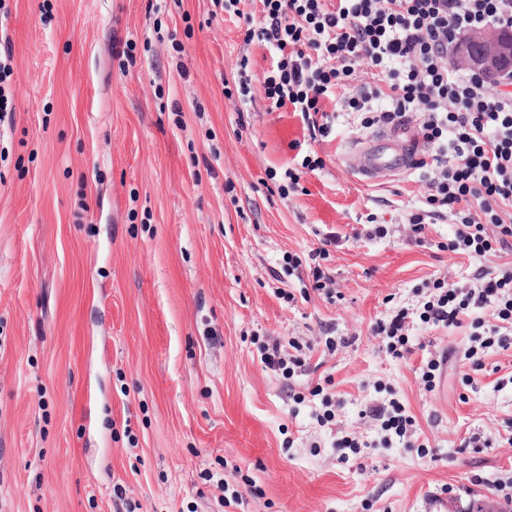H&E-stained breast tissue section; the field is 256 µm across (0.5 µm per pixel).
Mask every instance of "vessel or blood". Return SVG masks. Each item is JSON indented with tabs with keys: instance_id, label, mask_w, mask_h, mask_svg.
I'll use <instances>...</instances> for the list:
<instances>
[{
	"instance_id": "b4317fda",
	"label": "vessel or blood",
	"mask_w": 512,
	"mask_h": 512,
	"mask_svg": "<svg viewBox=\"0 0 512 512\" xmlns=\"http://www.w3.org/2000/svg\"><path fill=\"white\" fill-rule=\"evenodd\" d=\"M363 163L358 174L370 179L410 170L418 159V151L401 131H382L362 146Z\"/></svg>"
}]
</instances>
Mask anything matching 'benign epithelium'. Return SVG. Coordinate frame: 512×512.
<instances>
[{
    "instance_id": "7a95c632",
    "label": "benign epithelium",
    "mask_w": 512,
    "mask_h": 512,
    "mask_svg": "<svg viewBox=\"0 0 512 512\" xmlns=\"http://www.w3.org/2000/svg\"><path fill=\"white\" fill-rule=\"evenodd\" d=\"M453 53L491 82L512 75V32L489 34L482 28H472L459 36Z\"/></svg>"
}]
</instances>
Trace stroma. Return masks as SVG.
Returning a JSON list of instances; mask_svg holds the SVG:
<instances>
[{
  "label": "stroma",
  "instance_id": "obj_1",
  "mask_svg": "<svg viewBox=\"0 0 512 512\" xmlns=\"http://www.w3.org/2000/svg\"><path fill=\"white\" fill-rule=\"evenodd\" d=\"M8 6L0 512H512V327L473 361L494 304L419 319L437 282L477 287L512 248L453 249L448 214L410 224L432 167L365 180L360 114L312 143L292 109L227 95L272 52L212 0ZM306 143L322 165L281 194ZM296 344L292 376L265 363ZM405 319V314L397 315L387 331V336L392 339L388 344V350L397 358H401L404 356V353L410 352V349L407 347L408 340L405 339L402 333Z\"/></svg>",
  "mask_w": 512,
  "mask_h": 512
}]
</instances>
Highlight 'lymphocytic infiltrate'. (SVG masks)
Segmentation results:
<instances>
[{"mask_svg":"<svg viewBox=\"0 0 512 512\" xmlns=\"http://www.w3.org/2000/svg\"><path fill=\"white\" fill-rule=\"evenodd\" d=\"M260 18L244 14L245 37L271 49L274 62L253 87L240 61L237 93L262 90L275 107L300 112L311 137L329 136L335 119L324 100L355 68L372 82L341 98L362 113L364 127L421 116L420 131L438 172L427 199L433 213L453 211L455 249L472 257L512 244V89L479 73H458L448 49L461 31L512 30V0H261ZM387 99L384 109L375 108ZM499 301V321L512 320V270L459 294L442 288L420 314L423 323L451 326L472 305Z\"/></svg>","mask_w":512,"mask_h":512,"instance_id":"lymphocytic-infiltrate-1","label":"lymphocytic infiltrate"}]
</instances>
